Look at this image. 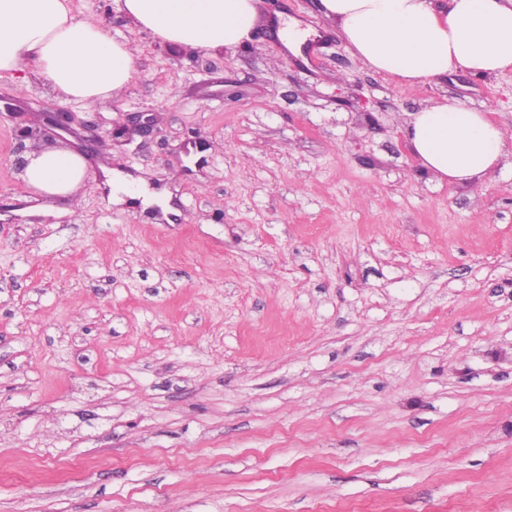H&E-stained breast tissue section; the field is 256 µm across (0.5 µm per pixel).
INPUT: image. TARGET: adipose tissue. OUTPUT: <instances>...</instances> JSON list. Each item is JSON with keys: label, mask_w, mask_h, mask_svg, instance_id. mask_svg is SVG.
<instances>
[{"label": "adipose tissue", "mask_w": 512, "mask_h": 512, "mask_svg": "<svg viewBox=\"0 0 512 512\" xmlns=\"http://www.w3.org/2000/svg\"><path fill=\"white\" fill-rule=\"evenodd\" d=\"M139 31L198 51L246 46L261 0H121ZM347 48L373 71L415 85L461 71L483 78L512 69V0H319ZM139 50L77 18L72 0H0V77L29 71L67 102L92 104L132 81ZM404 134L421 167L438 180L489 175L505 136L487 112L441 98L414 112ZM88 177L71 150L30 154L26 187L68 198Z\"/></svg>", "instance_id": "obj_1"}]
</instances>
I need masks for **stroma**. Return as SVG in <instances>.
<instances>
[{
	"label": "stroma",
	"instance_id": "obj_1",
	"mask_svg": "<svg viewBox=\"0 0 512 512\" xmlns=\"http://www.w3.org/2000/svg\"><path fill=\"white\" fill-rule=\"evenodd\" d=\"M317 2L267 0L316 30L296 53L73 0L141 49L120 97L67 105L90 162L167 187L169 221L95 173L30 193L19 130L62 103L0 79V512H512V70L396 83ZM443 96L503 130L491 175L419 167L406 121Z\"/></svg>",
	"mask_w": 512,
	"mask_h": 512
}]
</instances>
